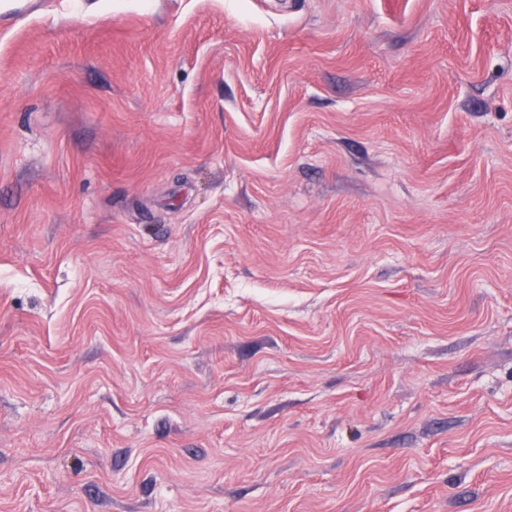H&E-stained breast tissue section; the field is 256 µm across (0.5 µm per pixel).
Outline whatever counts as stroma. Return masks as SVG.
<instances>
[{"instance_id": "1", "label": "stroma", "mask_w": 512, "mask_h": 512, "mask_svg": "<svg viewBox=\"0 0 512 512\" xmlns=\"http://www.w3.org/2000/svg\"><path fill=\"white\" fill-rule=\"evenodd\" d=\"M0 512H512V0H0Z\"/></svg>"}]
</instances>
